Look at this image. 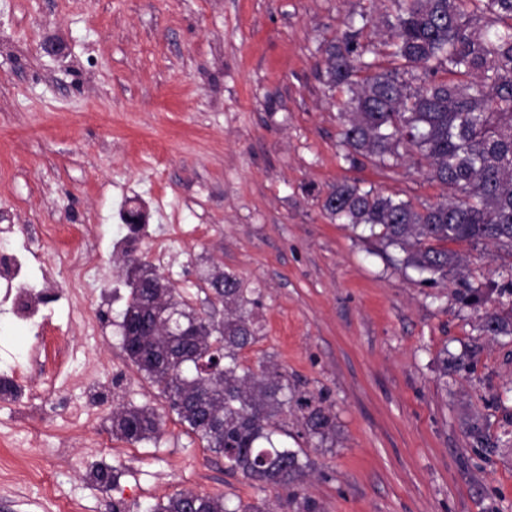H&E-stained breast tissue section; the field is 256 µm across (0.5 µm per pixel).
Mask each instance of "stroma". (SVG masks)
Wrapping results in <instances>:
<instances>
[{
	"mask_svg": "<svg viewBox=\"0 0 512 512\" xmlns=\"http://www.w3.org/2000/svg\"><path fill=\"white\" fill-rule=\"evenodd\" d=\"M390 65L380 0H0V244L39 238L28 280L56 279L43 333L0 288V512H143L185 490L228 508L264 499L182 424L128 360L120 323L130 288L113 248L120 215L142 210L134 253L206 306L200 273L217 266L258 289V341L244 364H278L302 397L321 398L335 433L313 447L301 412L277 437L309 467L283 512H512V336L480 331L483 308L455 283L421 282L401 252L331 221L338 182L421 207L443 189L415 159L351 165L345 91L318 62L352 18ZM54 38L66 56L41 50ZM473 284L501 279L512 255L459 244ZM461 362L441 374L440 357ZM147 405L156 438L112 433V412ZM84 407L81 416L73 410ZM479 418L498 440L474 448ZM117 470L106 492L90 471Z\"/></svg>",
	"mask_w": 512,
	"mask_h": 512,
	"instance_id": "stroma-1",
	"label": "stroma"
}]
</instances>
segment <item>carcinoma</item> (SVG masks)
<instances>
[{"label":"carcinoma","instance_id":"carcinoma-1","mask_svg":"<svg viewBox=\"0 0 512 512\" xmlns=\"http://www.w3.org/2000/svg\"><path fill=\"white\" fill-rule=\"evenodd\" d=\"M387 2L393 20L385 46L394 66L370 72L357 30L324 50L325 84L348 93L343 142L355 162L397 160L404 153L426 161L428 177L448 188V197L418 208L344 181L327 193L322 209L399 249L422 282L436 283L459 269L452 243H493L512 253V0ZM202 280L218 294L224 318L197 311L168 286L159 311L155 297L131 286L121 323L126 354L229 471L263 492L276 491L307 463L303 450L276 444L275 418L294 405L307 412L317 447L333 434L334 420L315 398L294 399L277 364L254 369L241 362V351L260 331L255 290L230 271L215 270ZM506 294L512 295V268L500 284L482 288L464 280L458 291L462 302L478 306ZM481 330L512 335V310L485 312ZM160 425L145 406L112 413V432L128 442L155 438ZM468 435L476 448L497 447L476 422ZM187 499L202 512H274L264 500L231 511L224 497L193 490L146 512H183Z\"/></svg>","mask_w":512,"mask_h":512}]
</instances>
